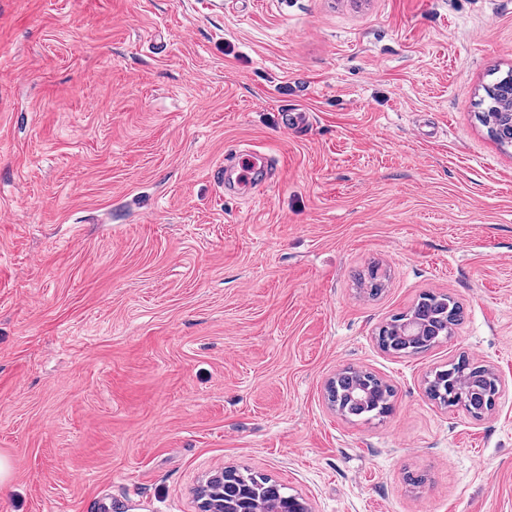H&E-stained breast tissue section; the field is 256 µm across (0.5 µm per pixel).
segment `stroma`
<instances>
[{
  "instance_id": "stroma-1",
  "label": "stroma",
  "mask_w": 512,
  "mask_h": 512,
  "mask_svg": "<svg viewBox=\"0 0 512 512\" xmlns=\"http://www.w3.org/2000/svg\"><path fill=\"white\" fill-rule=\"evenodd\" d=\"M511 71L512 0H0V512H198L227 466L311 512H512ZM247 148L264 184L218 182ZM429 292L453 335L381 350ZM463 354L480 419L426 394ZM348 367L391 412L328 407ZM443 299L442 295L436 296L432 294L423 295L420 300L417 302L415 307L412 310H422L426 312H431L436 314L439 318L435 320V329L433 330L430 336H427L423 342L418 344L415 348L409 349H401L399 348L391 335L388 334V331L385 329H380L378 341L380 346L387 351H392L395 353H404V354H418L430 349L434 344L439 342L444 337L448 336V312L452 310L454 315L455 324L458 321V317L460 316V307L457 305L455 301H451L450 297H448V303L450 304L447 313L444 312L445 305L441 300ZM381 333V335H380ZM447 334V335H446ZM344 375L336 384V398L341 403V414L344 416L359 417L365 414L373 413L383 415L389 412L391 408V399L394 397L395 391L391 385L378 378L375 374L367 371L347 368L344 369ZM364 377L373 388V400L368 405H360L354 400L348 398L345 392L348 390L353 379Z\"/></svg>"
}]
</instances>
